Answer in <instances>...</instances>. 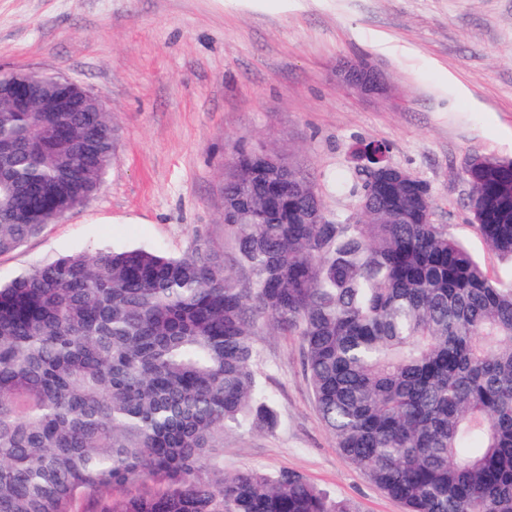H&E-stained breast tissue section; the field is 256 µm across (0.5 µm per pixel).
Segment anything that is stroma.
<instances>
[{"label": "stroma", "mask_w": 512, "mask_h": 512, "mask_svg": "<svg viewBox=\"0 0 512 512\" xmlns=\"http://www.w3.org/2000/svg\"><path fill=\"white\" fill-rule=\"evenodd\" d=\"M359 61L382 93L342 84L341 68ZM27 69L100 99L115 159L83 205L0 254L1 281L129 246L229 251L224 172L240 146L292 156L318 178L327 213L349 214L334 180L372 140L430 185L436 223L512 281V259L472 223L463 178L473 153L512 157V0H0V72ZM256 347L280 424L225 430V472L293 471L356 512H404L339 453L297 337L263 329Z\"/></svg>", "instance_id": "35a3bbf8"}]
</instances>
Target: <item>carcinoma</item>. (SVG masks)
Here are the masks:
<instances>
[{
  "label": "carcinoma",
  "instance_id": "cac0c4a2",
  "mask_svg": "<svg viewBox=\"0 0 512 512\" xmlns=\"http://www.w3.org/2000/svg\"><path fill=\"white\" fill-rule=\"evenodd\" d=\"M357 150L331 217L296 163L224 178L228 257L132 248L0 281V512H355L302 475L224 473V431H267L258 326L299 340L339 452L405 512H512V284L433 200ZM113 160L112 113L0 107V254L81 206ZM475 227L512 256V158L475 153ZM135 492L114 501L109 491Z\"/></svg>",
  "mask_w": 512,
  "mask_h": 512
}]
</instances>
